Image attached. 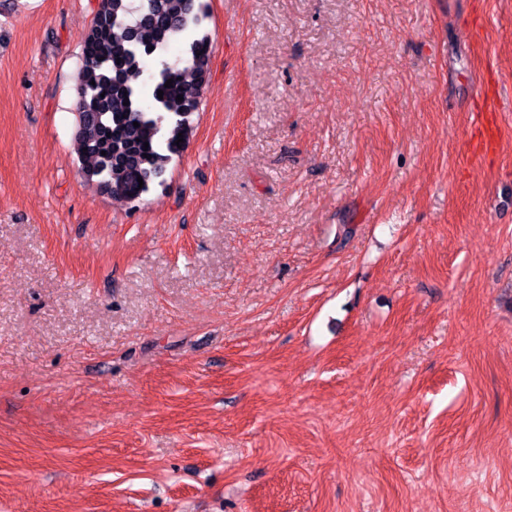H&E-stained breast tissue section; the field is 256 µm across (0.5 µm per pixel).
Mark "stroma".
Listing matches in <instances>:
<instances>
[{
	"mask_svg": "<svg viewBox=\"0 0 512 512\" xmlns=\"http://www.w3.org/2000/svg\"><path fill=\"white\" fill-rule=\"evenodd\" d=\"M209 2L126 204L95 0H0V512H512V0ZM494 139V129L486 126L483 121L475 126V131L471 134L472 154L476 160L481 161L484 152Z\"/></svg>",
	"mask_w": 512,
	"mask_h": 512,
	"instance_id": "obj_1",
	"label": "stroma"
}]
</instances>
